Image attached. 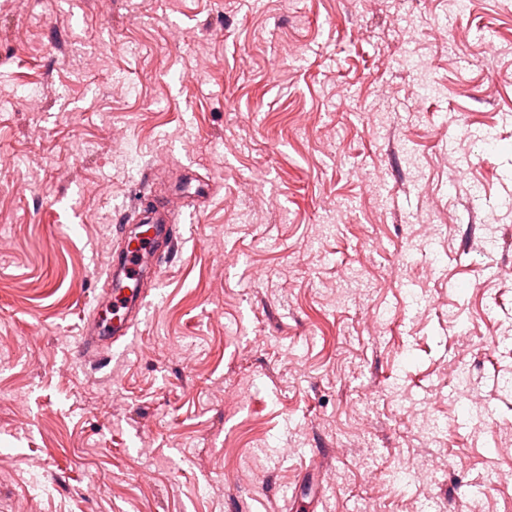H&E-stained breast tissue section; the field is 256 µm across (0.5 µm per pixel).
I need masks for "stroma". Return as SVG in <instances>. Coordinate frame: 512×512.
I'll use <instances>...</instances> for the list:
<instances>
[{"label":"stroma","instance_id":"obj_1","mask_svg":"<svg viewBox=\"0 0 512 512\" xmlns=\"http://www.w3.org/2000/svg\"><path fill=\"white\" fill-rule=\"evenodd\" d=\"M0 213V512H512V0H0ZM143 212L148 214V223L126 238L123 250L113 259L109 270L110 290L113 301L122 307L120 314L111 321H104L103 311L111 302L94 311L91 327L83 336V359L96 358L106 346L130 335L140 321L147 297L139 284L144 273L151 270V258L160 248L173 249L181 238L179 219L173 218L171 212L150 205L149 201L143 204Z\"/></svg>","mask_w":512,"mask_h":512}]
</instances>
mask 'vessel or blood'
<instances>
[{
    "label": "vessel or blood",
    "mask_w": 512,
    "mask_h": 512,
    "mask_svg": "<svg viewBox=\"0 0 512 512\" xmlns=\"http://www.w3.org/2000/svg\"><path fill=\"white\" fill-rule=\"evenodd\" d=\"M147 222L126 238L123 249L113 259L109 270V284L120 313L111 321H104L102 311H95L81 345L83 358L92 359L108 345L127 338L140 320L146 296L140 288L145 272L150 271V260L162 248H174L181 237V226L167 210L144 205Z\"/></svg>",
    "instance_id": "b4317fda"
}]
</instances>
